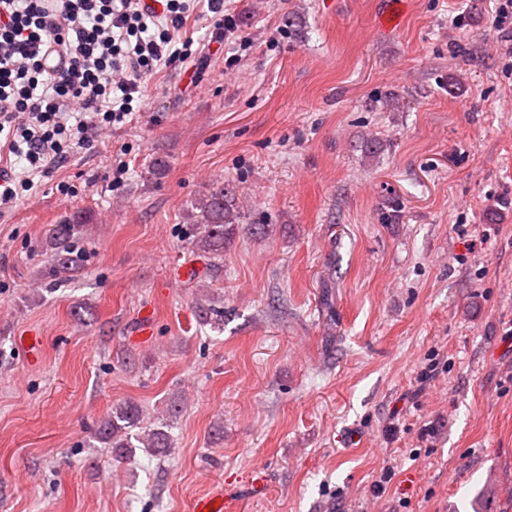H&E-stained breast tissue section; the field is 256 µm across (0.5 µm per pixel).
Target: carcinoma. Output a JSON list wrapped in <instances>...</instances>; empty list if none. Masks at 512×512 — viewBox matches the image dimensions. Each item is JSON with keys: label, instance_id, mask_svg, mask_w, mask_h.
Wrapping results in <instances>:
<instances>
[{"label": "carcinoma", "instance_id": "carcinoma-1", "mask_svg": "<svg viewBox=\"0 0 512 512\" xmlns=\"http://www.w3.org/2000/svg\"><path fill=\"white\" fill-rule=\"evenodd\" d=\"M188 218L191 226L189 240L193 249L204 257L216 258L223 255L224 243L232 238L246 214L236 192L221 186L200 196ZM74 232L69 224L55 226L58 245L55 275L59 277L78 267V257L68 246ZM141 421L142 413L136 404H120L112 407L111 413L101 422L98 435L111 444L120 457L132 454L136 446L157 455H166L171 445L168 432L161 426L143 430Z\"/></svg>", "mask_w": 512, "mask_h": 512}]
</instances>
